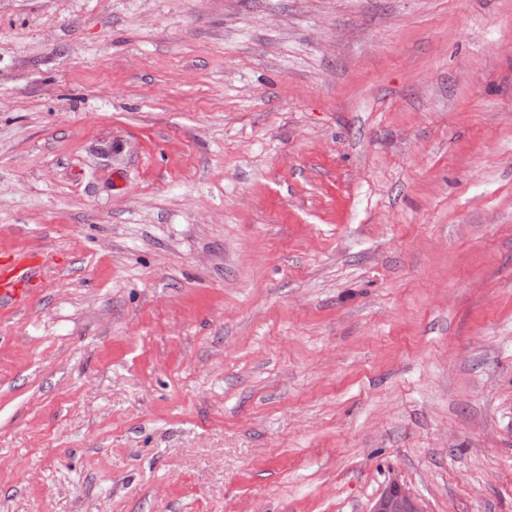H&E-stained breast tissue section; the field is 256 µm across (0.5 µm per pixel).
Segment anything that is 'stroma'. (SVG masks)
Returning <instances> with one entry per match:
<instances>
[{
	"label": "stroma",
	"mask_w": 512,
	"mask_h": 512,
	"mask_svg": "<svg viewBox=\"0 0 512 512\" xmlns=\"http://www.w3.org/2000/svg\"><path fill=\"white\" fill-rule=\"evenodd\" d=\"M0 512H512V0H0ZM47 262L39 254L21 252L0 257V309H19L29 286L43 280ZM369 512H421L416 499L401 484L388 485Z\"/></svg>",
	"instance_id": "stroma-1"
}]
</instances>
